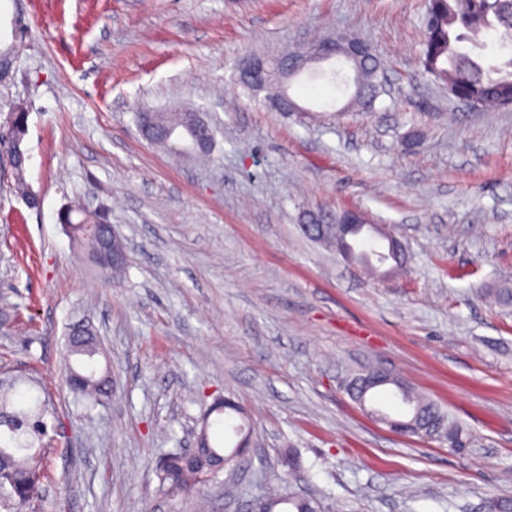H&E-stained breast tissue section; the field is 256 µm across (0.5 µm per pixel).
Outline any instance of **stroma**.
Masks as SVG:
<instances>
[{
	"instance_id": "stroma-1",
	"label": "stroma",
	"mask_w": 512,
	"mask_h": 512,
	"mask_svg": "<svg viewBox=\"0 0 512 512\" xmlns=\"http://www.w3.org/2000/svg\"><path fill=\"white\" fill-rule=\"evenodd\" d=\"M428 0H0V43L27 27L0 121L28 110L29 208L0 162V374H34L55 407L37 512H197L166 494L162 453L190 444L218 398L255 446L222 471L210 512H247L274 476L322 512H484L512 500V109L449 100L420 54ZM368 43L387 77L376 108L300 75L298 112L234 79L246 51L329 32ZM202 110L207 164L140 135L141 110ZM106 213L129 261L104 279L59 222ZM350 208L410 261L368 275L303 230ZM105 349L112 398L84 411L63 385L70 327ZM380 367L437 404L463 447L400 435L394 386L357 404L344 384Z\"/></svg>"
}]
</instances>
